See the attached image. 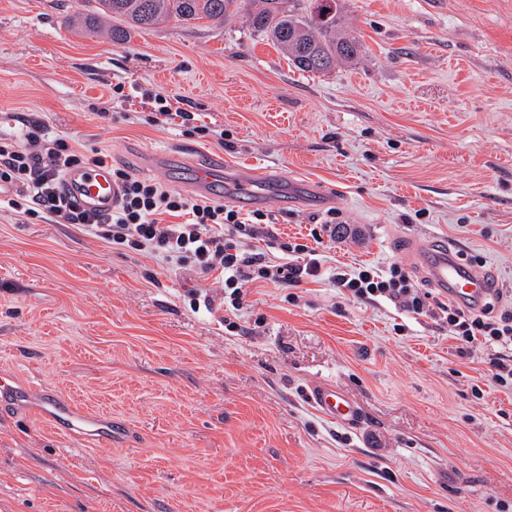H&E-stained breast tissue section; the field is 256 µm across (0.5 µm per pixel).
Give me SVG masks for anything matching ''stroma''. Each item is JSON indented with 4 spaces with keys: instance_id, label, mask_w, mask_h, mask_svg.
Listing matches in <instances>:
<instances>
[{
    "instance_id": "35a3bbf8",
    "label": "stroma",
    "mask_w": 512,
    "mask_h": 512,
    "mask_svg": "<svg viewBox=\"0 0 512 512\" xmlns=\"http://www.w3.org/2000/svg\"><path fill=\"white\" fill-rule=\"evenodd\" d=\"M82 11L0 0V126L44 121L186 196L183 153L260 172L278 180L260 206L278 239L320 231L325 270L414 275L407 242L437 237L512 297V0H344L361 56L324 75L241 19L116 45ZM157 91L223 141L124 120ZM223 296L215 277L0 212V371L112 415L107 445L0 410V512H512V390L486 350L459 356L444 320L325 278L252 283L230 313ZM323 383L356 426L313 406ZM310 399L318 411L328 419L347 425L357 421V407L348 395L336 389V385L326 383L315 387Z\"/></svg>"
}]
</instances>
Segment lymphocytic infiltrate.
<instances>
[{
    "label": "lymphocytic infiltrate",
    "mask_w": 512,
    "mask_h": 512,
    "mask_svg": "<svg viewBox=\"0 0 512 512\" xmlns=\"http://www.w3.org/2000/svg\"><path fill=\"white\" fill-rule=\"evenodd\" d=\"M152 100L148 123L168 124L177 117L184 134L223 141L222 130L195 124L191 113L174 115L163 92L154 93ZM105 162L100 152L79 151L66 134L52 132L40 121L19 133L0 129V205L32 219L79 225L114 247L148 253L173 269L206 275L220 272L224 302L235 310L241 308L249 283L288 285L319 276L321 262L316 248L309 245L282 244V251L295 256L285 264L245 249V240L256 238L268 214L257 211L245 217L223 203L171 192L161 182L136 179L121 168L112 171L122 189L112 213L103 216L80 209L62 188L64 176L71 168ZM331 281L342 295L356 300L383 298L416 315L429 311L426 293L396 264L386 271L365 267L350 274L339 272ZM441 311L450 335L459 343V355L476 347L490 350L494 381L512 389V312L497 314L489 305L475 309L452 302Z\"/></svg>",
    "instance_id": "f902f5d3"
}]
</instances>
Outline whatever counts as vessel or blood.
Listing matches in <instances>:
<instances>
[{"label":"vessel or blood","mask_w":512,"mask_h":512,"mask_svg":"<svg viewBox=\"0 0 512 512\" xmlns=\"http://www.w3.org/2000/svg\"><path fill=\"white\" fill-rule=\"evenodd\" d=\"M66 192L82 209L108 214L116 207L120 189L112 178L109 167H80L69 171L63 180ZM234 197L251 205L262 200L255 183L240 177L229 185ZM420 262L432 285L442 295L462 304H479L495 297L497 282L480 267L462 262L456 245L433 241L420 254ZM310 399L318 411L328 419L347 425L358 418L352 400L335 385L315 387ZM33 408L44 420L70 431L78 429L93 437L103 438L112 433V419L105 413H92L60 403L57 399L38 394L35 389L20 387L14 376L0 375V407Z\"/></svg>","instance_id":"1"}]
</instances>
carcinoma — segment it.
Here are the masks:
<instances>
[{
	"label": "carcinoma",
	"instance_id": "obj_1",
	"mask_svg": "<svg viewBox=\"0 0 512 512\" xmlns=\"http://www.w3.org/2000/svg\"><path fill=\"white\" fill-rule=\"evenodd\" d=\"M92 1L98 16L117 21L111 30L116 44L134 29L169 20L191 25L241 16L301 72L330 73L358 58L362 48L359 38L345 30L340 0H84Z\"/></svg>",
	"mask_w": 512,
	"mask_h": 512
}]
</instances>
